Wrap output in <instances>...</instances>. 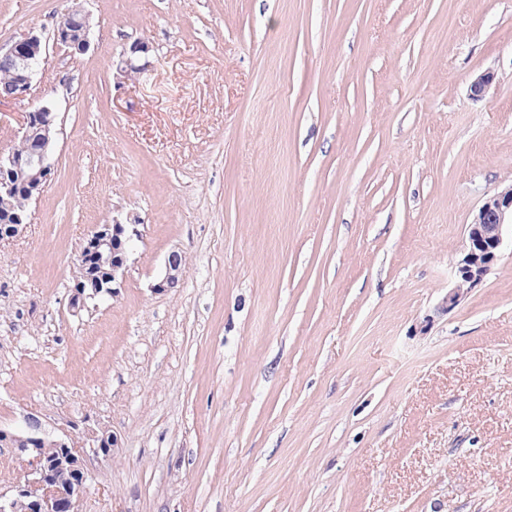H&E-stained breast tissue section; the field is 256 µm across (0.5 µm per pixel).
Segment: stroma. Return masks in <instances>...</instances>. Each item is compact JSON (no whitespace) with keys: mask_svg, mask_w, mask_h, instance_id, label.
Segmentation results:
<instances>
[{"mask_svg":"<svg viewBox=\"0 0 512 512\" xmlns=\"http://www.w3.org/2000/svg\"><path fill=\"white\" fill-rule=\"evenodd\" d=\"M78 6L88 49L0 105L2 152L58 125L0 241V428L118 436L81 512H512V251L447 301L512 185V0H0V45ZM133 218L121 288L72 310ZM509 240L512 249V186L488 197L467 224L454 265L455 286L448 291L449 308L458 306L465 294L482 284ZM27 207L28 199L21 190L15 193L9 203L0 202V224H5L0 228V240L13 238L18 235L24 224L27 223V213L15 214L12 224H9L8 216L21 209H26ZM181 267L182 255L178 252L170 253L165 261L163 274L154 284L153 289L163 293L175 288L179 282Z\"/></svg>","mask_w":512,"mask_h":512,"instance_id":"35a3bbf8","label":"stroma"}]
</instances>
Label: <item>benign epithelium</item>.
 <instances>
[{
	"mask_svg": "<svg viewBox=\"0 0 512 512\" xmlns=\"http://www.w3.org/2000/svg\"><path fill=\"white\" fill-rule=\"evenodd\" d=\"M89 17L80 8L63 18L53 32L52 41L30 34L7 48L0 47V66L14 71L13 93L1 97L6 102L27 92L46 59L49 46L76 48L79 53L88 46ZM36 135L39 149L22 155L13 150L0 157V200L7 201L19 184L28 189L29 197L40 194L53 171L52 155L57 135V115L49 105L28 113L20 139ZM27 214H17L13 222L0 227V240L13 238L27 223ZM137 235L134 224H101L87 239L86 249L95 254L104 267L103 276H87L77 281L72 307L84 306L85 300L99 295H113L125 277L128 251ZM512 241V186L488 197L478 209L473 222L466 227L460 256L454 265L455 286L448 291V309L460 304L465 294L478 287L491 273L506 243ZM182 255H168L162 276L153 285L157 292H166L179 282ZM17 434L0 429V446L14 449L27 461L24 480L12 486V494L0 495V512H16L20 499L27 501L26 512H79L80 501L90 487L88 461L106 459L119 448V439L106 429H89L87 448H78L73 441L58 437L35 416H26ZM51 442L59 448L52 458L45 457L43 446Z\"/></svg>",
	"mask_w": 512,
	"mask_h": 512,
	"instance_id": "obj_1",
	"label": "benign epithelium"
}]
</instances>
